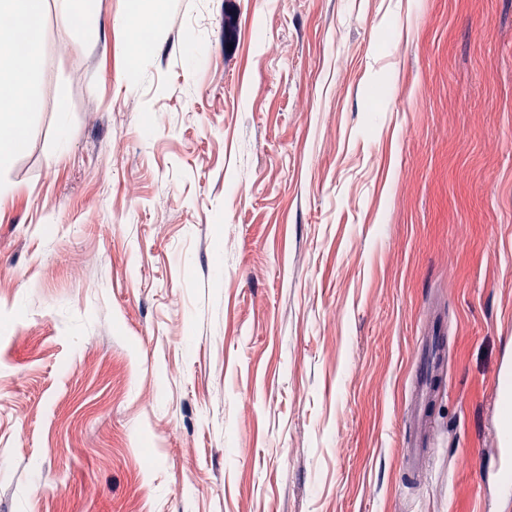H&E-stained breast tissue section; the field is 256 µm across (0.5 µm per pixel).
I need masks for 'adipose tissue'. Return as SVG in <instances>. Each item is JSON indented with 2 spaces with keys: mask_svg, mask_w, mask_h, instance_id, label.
I'll use <instances>...</instances> for the list:
<instances>
[{
  "mask_svg": "<svg viewBox=\"0 0 512 512\" xmlns=\"http://www.w3.org/2000/svg\"><path fill=\"white\" fill-rule=\"evenodd\" d=\"M43 0H0L11 23L0 26V134H10L33 110L38 72L33 63Z\"/></svg>",
  "mask_w": 512,
  "mask_h": 512,
  "instance_id": "1",
  "label": "adipose tissue"
}]
</instances>
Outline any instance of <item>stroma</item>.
<instances>
[{"label": "stroma", "mask_w": 512, "mask_h": 512, "mask_svg": "<svg viewBox=\"0 0 512 512\" xmlns=\"http://www.w3.org/2000/svg\"><path fill=\"white\" fill-rule=\"evenodd\" d=\"M134 6L43 4L0 169V512H481L512 0H166L135 57ZM428 398V392L426 388L421 384L417 383L414 389V407L416 411V417L412 423L420 426V434L418 439L413 441L406 450V456L410 459L412 468L415 472H422V463L425 456V448H432L435 445V433L432 426L429 425L424 418V408Z\"/></svg>", "instance_id": "35a3bbf8"}]
</instances>
